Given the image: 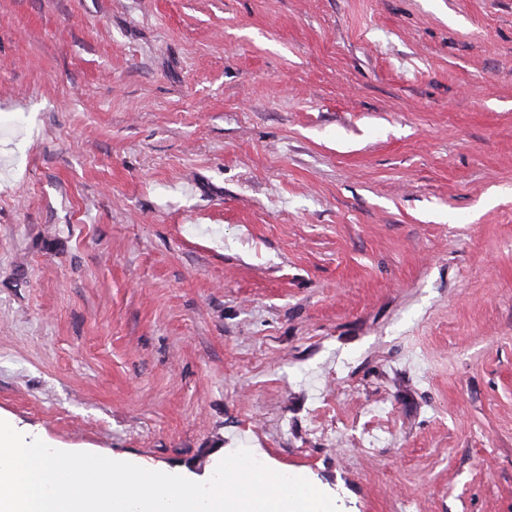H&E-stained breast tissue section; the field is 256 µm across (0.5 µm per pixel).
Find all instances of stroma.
I'll return each mask as SVG.
<instances>
[{
    "mask_svg": "<svg viewBox=\"0 0 512 512\" xmlns=\"http://www.w3.org/2000/svg\"><path fill=\"white\" fill-rule=\"evenodd\" d=\"M0 415L512 512V0H0Z\"/></svg>",
    "mask_w": 512,
    "mask_h": 512,
    "instance_id": "obj_1",
    "label": "stroma"
}]
</instances>
